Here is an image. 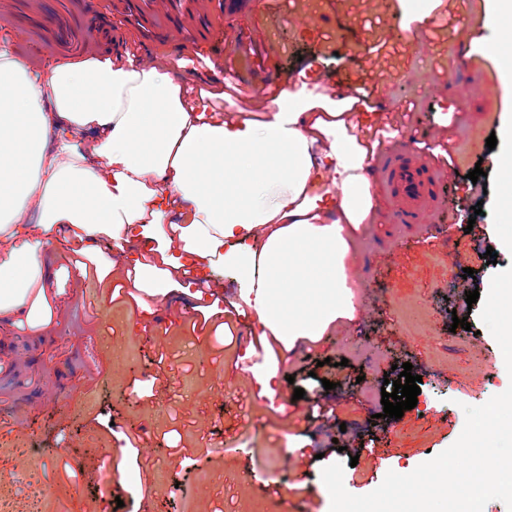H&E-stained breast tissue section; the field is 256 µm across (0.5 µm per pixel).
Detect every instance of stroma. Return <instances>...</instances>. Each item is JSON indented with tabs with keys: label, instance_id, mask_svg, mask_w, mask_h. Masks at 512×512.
<instances>
[{
	"label": "stroma",
	"instance_id": "obj_1",
	"mask_svg": "<svg viewBox=\"0 0 512 512\" xmlns=\"http://www.w3.org/2000/svg\"><path fill=\"white\" fill-rule=\"evenodd\" d=\"M224 2L211 0L217 19L196 32L182 71L223 79L218 109L237 111L264 83L304 82L336 100L347 83L374 90L359 118L384 142L369 163L379 213L349 267L356 315L269 349L230 270L214 272L209 308L158 301L148 313L125 276L101 268L113 243L100 239L82 259L91 275L68 276L48 342L0 335V512L34 501L39 512H330L324 466L344 464L347 491L368 494L451 446L463 405L512 383L480 304L468 328L452 321L467 292H487L512 266V214L500 205L512 172L503 145H486L512 118V91L486 54L512 37V20L484 26L480 0H257L231 16ZM254 28L268 42L257 75L233 68L231 51L233 31ZM404 149L450 172L418 224L396 218L387 180V157ZM478 165L486 178L473 185L465 176ZM447 224L448 238L437 232ZM406 362L422 378L417 406L382 417ZM263 364L281 380L272 399L253 377ZM117 457L126 477L105 501Z\"/></svg>",
	"mask_w": 512,
	"mask_h": 512
}]
</instances>
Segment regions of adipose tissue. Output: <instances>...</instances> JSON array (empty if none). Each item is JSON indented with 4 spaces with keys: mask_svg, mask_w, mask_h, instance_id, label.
I'll return each mask as SVG.
<instances>
[{
    "mask_svg": "<svg viewBox=\"0 0 512 512\" xmlns=\"http://www.w3.org/2000/svg\"><path fill=\"white\" fill-rule=\"evenodd\" d=\"M175 51L36 63L0 47V326L50 337L51 261L114 250L142 299L202 301L232 271L260 336L290 348L355 314L348 267L375 200L350 108L259 88L257 112L191 103ZM62 237L54 256L46 240Z\"/></svg>",
    "mask_w": 512,
    "mask_h": 512,
    "instance_id": "obj_1",
    "label": "adipose tissue"
}]
</instances>
